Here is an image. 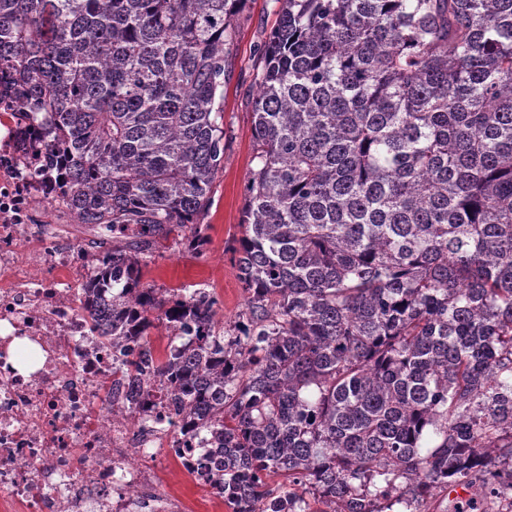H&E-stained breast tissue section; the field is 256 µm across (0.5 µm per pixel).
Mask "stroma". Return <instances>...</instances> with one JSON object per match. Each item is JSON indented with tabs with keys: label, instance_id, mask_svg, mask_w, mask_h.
<instances>
[{
	"label": "stroma",
	"instance_id": "stroma-1",
	"mask_svg": "<svg viewBox=\"0 0 512 512\" xmlns=\"http://www.w3.org/2000/svg\"><path fill=\"white\" fill-rule=\"evenodd\" d=\"M276 20L271 0H248L235 22L232 73L224 88V169L214 182L204 218L209 226L205 253L168 246L159 249L143 271L144 282L158 288H203L214 293L219 300L217 319L228 334L245 311L246 295L237 277L232 247L241 235L252 152L248 98L257 74L255 49ZM158 478L182 500L186 512H225L222 500L197 485L177 463L162 465Z\"/></svg>",
	"mask_w": 512,
	"mask_h": 512
}]
</instances>
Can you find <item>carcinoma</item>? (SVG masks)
Instances as JSON below:
<instances>
[{
    "label": "carcinoma",
    "mask_w": 512,
    "mask_h": 512,
    "mask_svg": "<svg viewBox=\"0 0 512 512\" xmlns=\"http://www.w3.org/2000/svg\"><path fill=\"white\" fill-rule=\"evenodd\" d=\"M246 2L0 0L33 175L114 231L93 330L213 436L228 512H426L456 485L512 512V0H274L226 336L213 293L142 276L157 239L207 243Z\"/></svg>",
    "instance_id": "obj_1"
}]
</instances>
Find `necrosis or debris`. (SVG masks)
Listing matches in <instances>:
<instances>
[{
    "instance_id": "4bbe7bcc",
    "label": "necrosis or debris",
    "mask_w": 512,
    "mask_h": 512,
    "mask_svg": "<svg viewBox=\"0 0 512 512\" xmlns=\"http://www.w3.org/2000/svg\"><path fill=\"white\" fill-rule=\"evenodd\" d=\"M1 124L0 512H184L157 469L173 458L206 485L212 439L187 435L159 383L113 371L84 312L97 233L32 223L51 181L29 177L40 155L19 119Z\"/></svg>"
}]
</instances>
